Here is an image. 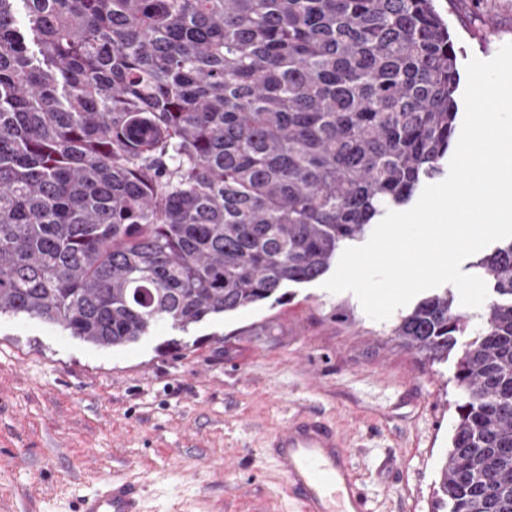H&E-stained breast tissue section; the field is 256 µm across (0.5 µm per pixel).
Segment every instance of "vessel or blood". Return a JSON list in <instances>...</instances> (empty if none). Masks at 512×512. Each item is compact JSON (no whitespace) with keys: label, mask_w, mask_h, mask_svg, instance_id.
<instances>
[{"label":"vessel or blood","mask_w":512,"mask_h":512,"mask_svg":"<svg viewBox=\"0 0 512 512\" xmlns=\"http://www.w3.org/2000/svg\"><path fill=\"white\" fill-rule=\"evenodd\" d=\"M346 446L336 424L317 413L294 416L263 442L296 512H367ZM77 512H143L138 479L101 478Z\"/></svg>","instance_id":"1"}]
</instances>
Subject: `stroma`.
<instances>
[{"label": "stroma", "mask_w": 512, "mask_h": 512, "mask_svg": "<svg viewBox=\"0 0 512 512\" xmlns=\"http://www.w3.org/2000/svg\"><path fill=\"white\" fill-rule=\"evenodd\" d=\"M461 62L512 42V0H435ZM162 326L102 349L0 318V512H75L103 476L146 477L148 512H293L262 439L316 411L349 440L368 512H431L454 425L453 362L402 347L349 292ZM180 338L171 356L158 347Z\"/></svg>", "instance_id": "stroma-1"}]
</instances>
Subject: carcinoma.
<instances>
[{
	"label": "carcinoma",
	"mask_w": 512,
	"mask_h": 512,
	"mask_svg": "<svg viewBox=\"0 0 512 512\" xmlns=\"http://www.w3.org/2000/svg\"><path fill=\"white\" fill-rule=\"evenodd\" d=\"M458 85L434 0H0V317L115 348L285 303L444 174ZM474 267L477 329L445 289L390 330L458 350L432 512H512V241Z\"/></svg>",
	"instance_id": "1"
}]
</instances>
